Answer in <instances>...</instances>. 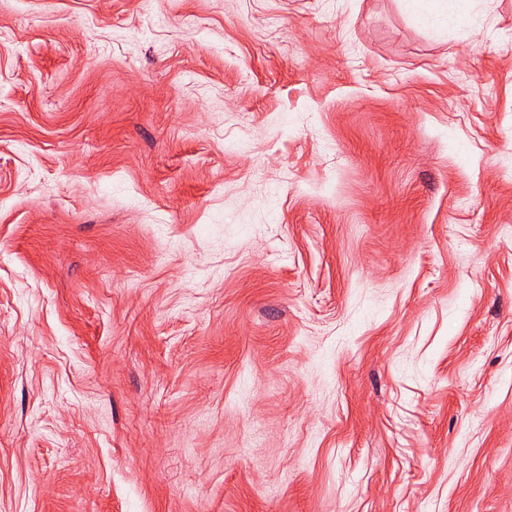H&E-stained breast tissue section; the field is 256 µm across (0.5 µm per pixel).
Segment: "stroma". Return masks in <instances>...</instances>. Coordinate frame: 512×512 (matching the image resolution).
I'll return each mask as SVG.
<instances>
[{
	"label": "stroma",
	"instance_id": "obj_1",
	"mask_svg": "<svg viewBox=\"0 0 512 512\" xmlns=\"http://www.w3.org/2000/svg\"><path fill=\"white\" fill-rule=\"evenodd\" d=\"M0 0V512H512V0ZM434 2L437 1H414L412 2L419 12L420 16L425 19H436L442 25H460L459 14L455 10V6L447 5L434 10Z\"/></svg>",
	"mask_w": 512,
	"mask_h": 512
}]
</instances>
